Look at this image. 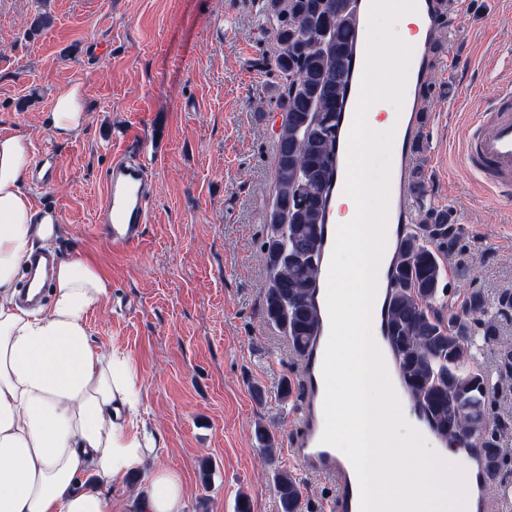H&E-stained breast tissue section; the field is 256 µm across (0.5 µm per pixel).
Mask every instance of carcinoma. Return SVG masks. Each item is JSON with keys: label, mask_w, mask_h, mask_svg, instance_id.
Segmentation results:
<instances>
[{"label": "carcinoma", "mask_w": 512, "mask_h": 512, "mask_svg": "<svg viewBox=\"0 0 512 512\" xmlns=\"http://www.w3.org/2000/svg\"><path fill=\"white\" fill-rule=\"evenodd\" d=\"M263 9L276 19L278 39L285 45L279 68L286 81L273 208L262 245L267 272L263 315L302 358L320 326L314 295L326 192L335 174L336 123L349 88L358 18L353 0H264ZM407 190L418 199L427 195L423 167L413 169ZM454 241L448 211L424 205L418 231L396 239L393 288L384 302L385 338L412 402L434 434L459 445L481 436L496 477L503 458L495 435L485 433L487 377L479 364L468 362L476 337L486 343L497 340L496 319L480 291L446 321L435 311L445 288L442 255ZM255 437L264 459L273 461L274 434L260 425ZM275 488L281 512H302L292 474L275 471Z\"/></svg>", "instance_id": "obj_1"}]
</instances>
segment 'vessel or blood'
Masks as SVG:
<instances>
[{
	"mask_svg": "<svg viewBox=\"0 0 512 512\" xmlns=\"http://www.w3.org/2000/svg\"><path fill=\"white\" fill-rule=\"evenodd\" d=\"M370 0H359V31L355 44L354 75H361L365 62ZM422 36L408 73L404 109L397 120V169L409 174L415 146L420 139L419 120L424 112L426 67L424 51L436 41L437 0H417ZM143 146H135L113 156L105 176V206L99 219L114 251L125 253L140 244L149 221L151 178ZM466 169L484 178L495 200L512 198V86L495 87L484 111L474 113L471 136L462 157ZM392 206L389 223H414V209L404 183L391 186ZM328 342L320 336L312 346L302 378V420L300 434L288 454L304 470L328 475L336 484V512H359V486L350 460L339 456L335 447L322 443L325 384L322 362Z\"/></svg>",
	"mask_w": 512,
	"mask_h": 512,
	"instance_id": "obj_1",
	"label": "vessel or blood"
}]
</instances>
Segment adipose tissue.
<instances>
[{
    "instance_id": "ef3b65f1",
    "label": "adipose tissue",
    "mask_w": 512,
    "mask_h": 512,
    "mask_svg": "<svg viewBox=\"0 0 512 512\" xmlns=\"http://www.w3.org/2000/svg\"><path fill=\"white\" fill-rule=\"evenodd\" d=\"M84 118L75 84L56 95L45 123L66 139ZM32 158L26 135L0 137V512H184L183 482L158 462L157 440L141 419L131 356L90 339L86 314L109 300L108 276L84 256L63 257L47 307L17 302L19 269L62 232L23 187ZM134 472L143 485L113 497L112 487Z\"/></svg>"
}]
</instances>
